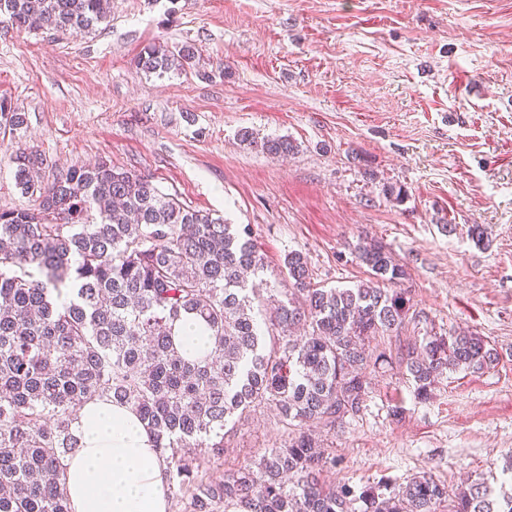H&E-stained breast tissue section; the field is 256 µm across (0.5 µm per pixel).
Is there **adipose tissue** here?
I'll return each instance as SVG.
<instances>
[{
	"label": "adipose tissue",
	"instance_id": "obj_1",
	"mask_svg": "<svg viewBox=\"0 0 512 512\" xmlns=\"http://www.w3.org/2000/svg\"><path fill=\"white\" fill-rule=\"evenodd\" d=\"M72 429L79 446L63 462L71 512H169L165 465L130 407L88 404Z\"/></svg>",
	"mask_w": 512,
	"mask_h": 512
}]
</instances>
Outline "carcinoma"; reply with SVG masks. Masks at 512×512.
<instances>
[{
    "mask_svg": "<svg viewBox=\"0 0 512 512\" xmlns=\"http://www.w3.org/2000/svg\"><path fill=\"white\" fill-rule=\"evenodd\" d=\"M109 2L0 0V14L20 29L85 32L107 21ZM196 54L192 44H153L137 65L161 76ZM238 137L270 156L297 150L287 136L244 128ZM14 163L34 204L0 211V512H69L72 424L104 397L147 428L181 512H512V493L484 481L450 489L423 474L354 488L323 477L336 460L314 429L363 412L367 368L392 363L369 340L411 321V298L395 288L405 267L382 243L355 249L368 279L352 288L314 283L305 256L289 252L288 287L269 296L281 334L268 339L249 285L265 262L246 229L106 160L50 183L37 181L40 153L19 151ZM187 316L211 341L193 358L174 332ZM498 360L475 333H433L397 363L427 400L448 373ZM264 405L298 436L219 480L195 475L200 459L182 449L221 453L225 429Z\"/></svg>",
    "mask_w": 512,
    "mask_h": 512,
    "instance_id": "1",
    "label": "carcinoma"
}]
</instances>
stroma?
Returning <instances> with one entry per match:
<instances>
[{"label":"stroma","instance_id":"1","mask_svg":"<svg viewBox=\"0 0 512 512\" xmlns=\"http://www.w3.org/2000/svg\"><path fill=\"white\" fill-rule=\"evenodd\" d=\"M198 55L157 76L147 45ZM0 210L27 205L17 149L43 179L107 160L152 175L182 203L249 227L274 282L288 252L314 280L348 287L353 256L382 241L425 322L377 337L397 353L426 331H473L494 367L459 370L416 398L398 365L368 368L366 408L318 431L329 479L360 487L426 472L456 487L504 481L512 451V0H112L89 33L0 24ZM287 136L297 154L240 146L237 132ZM393 185L406 195H384ZM453 225L446 233L444 225ZM486 228L473 240L472 225ZM400 416H393V409ZM274 408L237 422L213 479L290 439Z\"/></svg>","mask_w":512,"mask_h":512}]
</instances>
